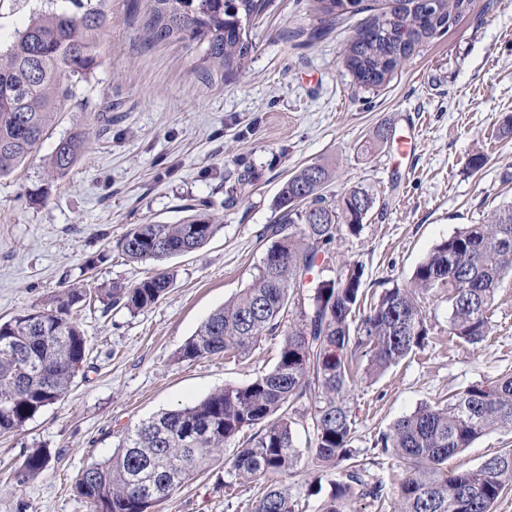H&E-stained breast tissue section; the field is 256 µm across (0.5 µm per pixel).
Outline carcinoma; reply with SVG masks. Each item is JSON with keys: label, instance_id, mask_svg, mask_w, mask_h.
Returning a JSON list of instances; mask_svg holds the SVG:
<instances>
[{"label": "carcinoma", "instance_id": "1", "mask_svg": "<svg viewBox=\"0 0 512 512\" xmlns=\"http://www.w3.org/2000/svg\"><path fill=\"white\" fill-rule=\"evenodd\" d=\"M77 11L55 7L33 12L5 50H0V177L16 170L41 144L61 111L62 78L85 76L98 66L106 21L105 0H73ZM364 0H308V26L297 35L323 37L340 20L369 10ZM374 13L344 45L342 63L354 86L377 92L426 42L443 35L470 10L471 0H371ZM269 0H148L149 39L192 41L205 46L200 73H241L254 50L246 30ZM89 144L88 133L61 139L47 159L53 176H65ZM329 172L305 166L288 176L277 194L282 223L271 228L254 283L212 313L182 346L196 360L224 353L246 357L268 336L281 334L276 363L246 384L226 385L201 401L156 414L123 436L112 457L81 472L77 493L89 512H150L222 453L235 448L229 474L265 489L252 512H298L297 493L283 483L302 460L312 483L331 491L319 512H356L358 499L389 500L392 512H494L512 490V448L472 470L451 473L448 458L483 435L512 430V374L473 383L444 404H424L398 419L375 442L398 458L405 476L387 486L350 462L355 420L350 406L354 368L382 375L428 343L430 328L417 293L448 289V333L475 346L491 331L489 310L497 289L512 275V203L490 224H469L434 246L411 282L382 291L361 324L352 313L363 299V266L343 262L334 249L345 231L357 235L374 207L373 194L353 189L336 199L321 193ZM203 202L175 224H138L119 241L132 262L161 261L195 252L219 225ZM334 276L324 278L323 273ZM313 294L303 297L310 279ZM166 271L127 288L95 290L106 314L131 313L158 302L170 287ZM87 291L70 288L52 305L0 323V435L18 431L61 399L87 359V337L72 310ZM311 401L310 409L302 403ZM307 446L297 445V426ZM254 430L246 445L238 436ZM50 456H26L22 483L46 470Z\"/></svg>", "mask_w": 512, "mask_h": 512}]
</instances>
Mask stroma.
Segmentation results:
<instances>
[{"mask_svg": "<svg viewBox=\"0 0 512 512\" xmlns=\"http://www.w3.org/2000/svg\"><path fill=\"white\" fill-rule=\"evenodd\" d=\"M145 0H107L100 63L73 90L39 149L0 177V319L49 304L69 288L133 286L165 270L173 281L153 306L80 315L89 355L67 394L0 436V512H88L76 493L84 468L113 453L120 437L160 411L195 403L227 384L269 371L282 339L251 354L186 361V340L224 302L247 288L280 217L275 202L294 170L322 165L329 196L363 187L375 205L359 235L342 234L341 259L364 269L366 304L410 280L439 241L468 224H488L512 203V0H474L447 33L407 59L382 91L358 92L342 64L346 39L365 14L299 46L306 0H273L249 26L257 48L233 79L195 66L202 45L150 42ZM390 132L375 142L377 129ZM84 130L86 153L63 178L44 164L58 141ZM484 165L471 169V157ZM47 186L44 204L28 194ZM210 202L220 229L200 250L133 263L117 242L135 225L176 223ZM91 271H84L87 261ZM427 344L376 381L351 392L355 460L394 484L401 462L374 440L420 404L512 373V278L498 288L491 332L478 346L448 333L447 294L424 299ZM52 456L27 483L15 475L34 449ZM512 448L496 431L450 457L455 472ZM222 459L178 488L153 512H251L255 483H231Z\"/></svg>", "mask_w": 512, "mask_h": 512, "instance_id": "35a3bbf8", "label": "stroma"}]
</instances>
